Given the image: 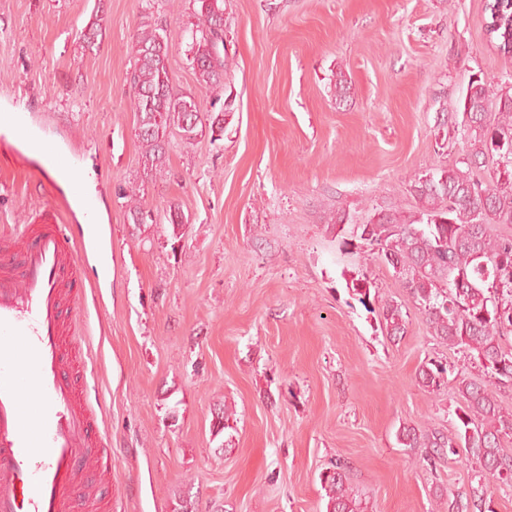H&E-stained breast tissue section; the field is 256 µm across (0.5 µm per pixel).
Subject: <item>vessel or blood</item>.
Masks as SVG:
<instances>
[{"mask_svg":"<svg viewBox=\"0 0 512 512\" xmlns=\"http://www.w3.org/2000/svg\"><path fill=\"white\" fill-rule=\"evenodd\" d=\"M93 236L53 214L0 235V512L92 510L81 485L106 437L69 338Z\"/></svg>","mask_w":512,"mask_h":512,"instance_id":"1","label":"vessel or blood"}]
</instances>
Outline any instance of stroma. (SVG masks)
Segmentation results:
<instances>
[{
	"label": "stroma",
	"mask_w": 512,
	"mask_h": 512,
	"mask_svg": "<svg viewBox=\"0 0 512 512\" xmlns=\"http://www.w3.org/2000/svg\"><path fill=\"white\" fill-rule=\"evenodd\" d=\"M196 8L0 0V110L22 108L76 154L103 205L86 257L95 292L72 343L106 419L112 512H177L186 499L197 512H326L320 475L339 460L364 512H445L436 491L482 484L493 512H512V484L480 477L477 460L399 443L406 426L448 432L472 371L392 271L340 251L329 224L336 212L413 213L410 180L470 152L458 139L438 153L435 136L461 121L472 78L512 84L485 0H229L237 109L220 140L171 133L155 171L134 135L132 35L163 26L175 86L209 107L217 93L188 60ZM93 23L88 45L79 34ZM132 197L156 223L129 224ZM172 204L186 219L177 232ZM45 209L78 221L59 178L1 130L0 231ZM360 271L372 281L364 302L348 286ZM386 299L411 309L395 342L377 314ZM432 359L448 364L437 392L417 382Z\"/></svg>",
	"instance_id": "obj_1"
}]
</instances>
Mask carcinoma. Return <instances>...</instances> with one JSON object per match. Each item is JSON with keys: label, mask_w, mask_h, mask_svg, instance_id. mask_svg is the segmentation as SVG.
I'll return each mask as SVG.
<instances>
[{"label": "carcinoma", "mask_w": 512, "mask_h": 512, "mask_svg": "<svg viewBox=\"0 0 512 512\" xmlns=\"http://www.w3.org/2000/svg\"><path fill=\"white\" fill-rule=\"evenodd\" d=\"M196 31L192 32L189 61L200 85L224 90L218 111L203 113L194 96L173 85L167 33L144 24L132 39L134 69L130 84L136 116L135 136L146 161L165 166L168 136L176 129L185 142L208 133L223 137L227 117L236 111V96L228 77L224 29L217 16L226 0H195ZM487 34L495 47L512 56V0H486ZM462 120L443 129L436 145L464 137L472 149L453 166L427 169L410 181L409 193L417 210L404 216L398 209H375L364 223L338 213L331 218L342 251L363 250L393 271L426 317L433 335L461 349L477 378L459 381L463 405L455 411L454 431L444 435L405 426L398 439L407 448H431L437 457L476 459L492 476L512 481V457L503 440L512 436V413L501 406L497 389L512 387V234L493 233L497 225L512 224V93L480 77L471 79L460 100ZM498 156L486 177L473 169L487 156ZM127 218L133 224L153 221L152 213L136 200ZM387 336L398 340L407 333L409 313L396 300L379 308ZM448 368L436 361L423 364L418 383L437 391L448 381ZM328 498L326 512H363L362 502L348 481V466L338 462L320 477ZM447 512H491L483 490L447 496Z\"/></svg>", "instance_id": "obj_1"}]
</instances>
